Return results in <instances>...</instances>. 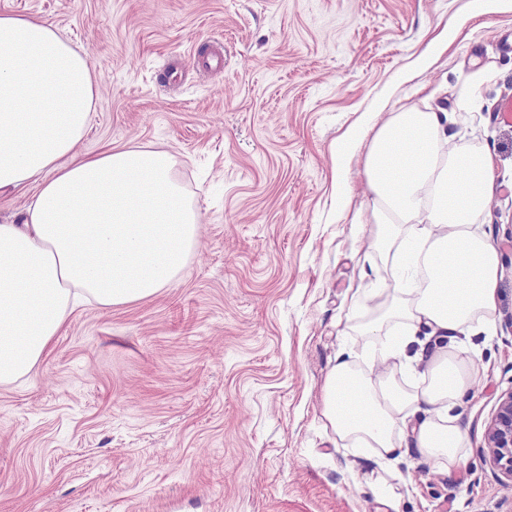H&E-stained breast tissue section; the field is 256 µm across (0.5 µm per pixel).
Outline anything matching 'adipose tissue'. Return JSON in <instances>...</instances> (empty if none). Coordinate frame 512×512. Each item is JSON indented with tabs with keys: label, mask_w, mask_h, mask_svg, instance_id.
<instances>
[{
	"label": "adipose tissue",
	"mask_w": 512,
	"mask_h": 512,
	"mask_svg": "<svg viewBox=\"0 0 512 512\" xmlns=\"http://www.w3.org/2000/svg\"><path fill=\"white\" fill-rule=\"evenodd\" d=\"M95 99L92 67L47 21L0 12V194L30 185L18 220L0 222V385L35 367L81 300L136 302L178 278L196 244L199 215L184 200L167 152L75 147ZM444 109L400 108L364 120L342 141L366 142L369 222L398 266L426 269L423 288H393L364 325L398 372L362 371L337 355L323 417L340 440L387 465L404 430L441 467L462 460L457 410L475 380L457 353L408 354L411 333L469 331L495 306L499 253L470 226L494 180L487 150L450 143Z\"/></svg>",
	"instance_id": "adipose-tissue-1"
}]
</instances>
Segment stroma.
<instances>
[{
	"mask_svg": "<svg viewBox=\"0 0 512 512\" xmlns=\"http://www.w3.org/2000/svg\"><path fill=\"white\" fill-rule=\"evenodd\" d=\"M54 24L95 73L79 143L167 151L200 215L179 277L126 305L75 308L32 372L0 386V512H512V481L482 453L512 390V12L471 0H0ZM458 37L417 69L452 21ZM223 55L211 71L203 53ZM474 106L459 99L474 70ZM447 110L454 142L495 179L473 229L498 247L491 334L469 333L480 378L460 410L463 462L402 445L377 498L370 453L326 429L323 385L397 274L354 223L369 208L364 147L342 134L381 106ZM347 175L350 195L332 188ZM355 313H348L350 299Z\"/></svg>",
	"mask_w": 512,
	"mask_h": 512,
	"instance_id": "obj_1",
	"label": "stroma"
}]
</instances>
